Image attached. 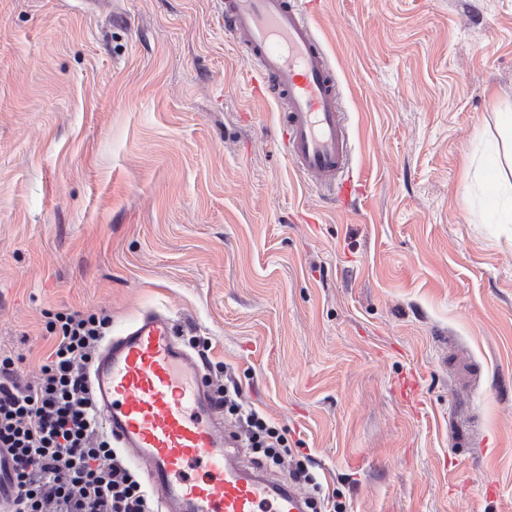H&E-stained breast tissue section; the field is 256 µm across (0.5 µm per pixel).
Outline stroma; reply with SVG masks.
Wrapping results in <instances>:
<instances>
[{
	"instance_id": "1",
	"label": "stroma",
	"mask_w": 512,
	"mask_h": 512,
	"mask_svg": "<svg viewBox=\"0 0 512 512\" xmlns=\"http://www.w3.org/2000/svg\"><path fill=\"white\" fill-rule=\"evenodd\" d=\"M314 25L344 207L280 149L224 0H0V350L31 376L48 315L162 308L340 512H512V0H322Z\"/></svg>"
}]
</instances>
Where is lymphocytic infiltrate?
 Here are the masks:
<instances>
[{
	"label": "lymphocytic infiltrate",
	"mask_w": 512,
	"mask_h": 512,
	"mask_svg": "<svg viewBox=\"0 0 512 512\" xmlns=\"http://www.w3.org/2000/svg\"><path fill=\"white\" fill-rule=\"evenodd\" d=\"M111 325L103 312L55 314L54 347L29 379L0 354V452L11 460L0 512H155L152 492L99 427L87 381ZM205 380L256 462L287 468L319 496L309 457L293 454L284 430L242 400L233 369L216 366Z\"/></svg>",
	"instance_id": "f902f5d3"
}]
</instances>
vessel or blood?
<instances>
[{
  "label": "vessel or blood",
  "instance_id": "1",
  "mask_svg": "<svg viewBox=\"0 0 512 512\" xmlns=\"http://www.w3.org/2000/svg\"><path fill=\"white\" fill-rule=\"evenodd\" d=\"M224 32L254 64L260 97L277 107L294 171L348 199L352 137L309 0H224ZM178 336L167 311L145 310L106 339L89 374L105 430L143 469L160 512H306V493L243 457Z\"/></svg>",
  "mask_w": 512,
  "mask_h": 512
}]
</instances>
